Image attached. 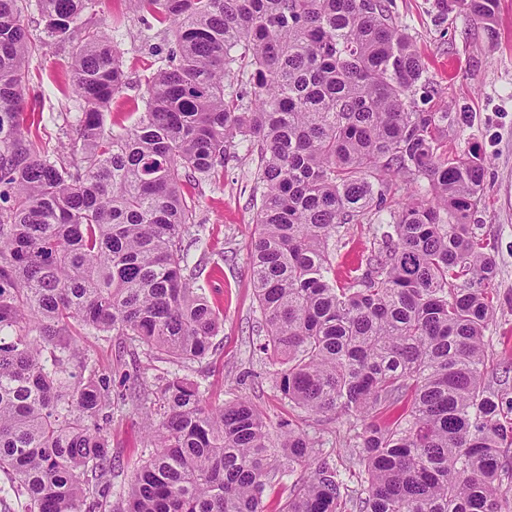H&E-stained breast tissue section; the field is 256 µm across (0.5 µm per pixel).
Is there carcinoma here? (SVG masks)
Listing matches in <instances>:
<instances>
[{
  "instance_id": "obj_1",
  "label": "carcinoma",
  "mask_w": 512,
  "mask_h": 512,
  "mask_svg": "<svg viewBox=\"0 0 512 512\" xmlns=\"http://www.w3.org/2000/svg\"><path fill=\"white\" fill-rule=\"evenodd\" d=\"M125 2L174 48L156 50L137 122L107 133L125 73L107 19L82 21L94 0H0V512L108 504L112 385L76 337L126 338L180 367L210 352L221 318L182 248L184 185L217 181L244 142L263 185L248 245L259 350L293 407L362 421L350 459L364 495L292 422L273 439L250 401L207 406L168 372L146 419L154 451L113 512H265L286 471L300 478L280 512H509L512 398L486 383L497 262L471 223L483 161L440 151L448 113L415 108L422 64L387 0ZM438 2L494 33L497 0ZM32 5L72 44L68 165L24 113ZM398 177L429 199L396 203L337 284L330 242L386 210Z\"/></svg>"
}]
</instances>
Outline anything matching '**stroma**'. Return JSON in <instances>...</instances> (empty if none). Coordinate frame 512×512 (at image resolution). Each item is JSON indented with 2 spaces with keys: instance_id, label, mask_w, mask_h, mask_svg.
I'll return each instance as SVG.
<instances>
[{
  "instance_id": "stroma-1",
  "label": "stroma",
  "mask_w": 512,
  "mask_h": 512,
  "mask_svg": "<svg viewBox=\"0 0 512 512\" xmlns=\"http://www.w3.org/2000/svg\"><path fill=\"white\" fill-rule=\"evenodd\" d=\"M390 14L394 24L412 36L424 65L416 103H428L448 114L445 150L452 157L474 151L486 161L483 196L472 221L494 242L498 267V306L485 332L488 378L500 380L502 389L512 394V0H498L492 38L467 14L441 12L437 0H391ZM85 18L90 22L108 18L119 25L115 43L122 54L126 85L105 112L104 124L109 130L132 126L145 108L144 78L157 67L144 40L145 26L124 0H95ZM24 24L36 45L26 65V109L40 119L50 148L58 150L66 163L81 110L66 90L71 48L45 41L44 22L36 9L26 11ZM256 163V155L240 151L220 182L186 190L196 202L200 231L198 236H186L183 245L198 261V282L223 317L212 350L190 364L187 373L198 382L209 405L246 398L270 423L293 420L319 440L323 451L336 459L343 480L356 488L364 476L349 460L347 439L354 419H309L292 410L276 386V366L259 351L264 335L247 254L255 230ZM372 247L368 225H349L334 249L337 278H344ZM82 345L99 371L110 377L116 394L135 381L152 386L156 375L173 368L168 360L144 349L119 346L112 336H90ZM108 436L116 459L112 494L118 497L149 458L152 445L135 405L120 401L113 405Z\"/></svg>"
}]
</instances>
